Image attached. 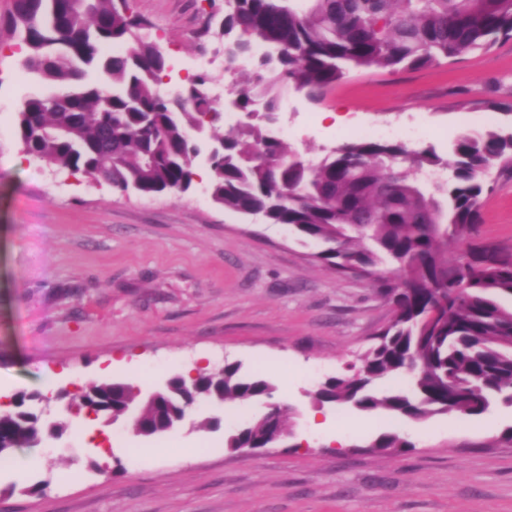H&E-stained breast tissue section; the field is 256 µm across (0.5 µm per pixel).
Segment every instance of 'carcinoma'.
<instances>
[{
    "mask_svg": "<svg viewBox=\"0 0 512 512\" xmlns=\"http://www.w3.org/2000/svg\"><path fill=\"white\" fill-rule=\"evenodd\" d=\"M207 2L204 33L236 47L226 69L253 63L232 106L252 116L262 99L264 122L224 132L207 73L163 89L167 56L142 33L130 0H90L82 12L70 0H13L9 24L24 48L21 66L51 88L28 96L17 112L25 154L153 195L192 184L195 139L208 134L216 143L208 158L216 203L322 241L319 259L381 284L392 306L393 320L360 358L368 382L336 376L315 392L319 402L408 419L475 416L498 400L512 404V307L500 302L512 297V252L471 241L481 199L494 188L491 170H512V130L466 131L448 160L365 138L314 161L269 127L291 90L319 102L355 69L438 65L511 40L512 0ZM89 69L97 80H85ZM450 244L463 246L451 261ZM403 372L408 387L373 389ZM273 391L268 379L227 364L221 375L172 377L160 403L137 402L139 393L122 382L94 383L83 399L115 419L130 417L136 435L148 438L184 418L187 397L260 403ZM25 400L0 420V459L42 435ZM268 426L264 415L244 422L226 447H257ZM374 447L398 451L410 443L386 433Z\"/></svg>",
    "mask_w": 512,
    "mask_h": 512,
    "instance_id": "1",
    "label": "carcinoma"
}]
</instances>
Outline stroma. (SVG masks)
<instances>
[{"label":"stroma","instance_id":"stroma-1","mask_svg":"<svg viewBox=\"0 0 512 512\" xmlns=\"http://www.w3.org/2000/svg\"><path fill=\"white\" fill-rule=\"evenodd\" d=\"M12 3L0 0V407L31 393L44 425L68 427L44 435L25 474L0 468V512H512V405L402 420L313 402L393 318L373 282L319 259L321 242L215 204L203 179L143 196L23 157L15 114L49 88L19 64ZM134 6L167 53V87L186 84L202 54L218 83L246 73L226 70L222 46L201 36L199 0ZM336 110L346 121L328 126L321 115ZM511 122L509 41L437 66L358 69L317 104L289 94L277 135L316 159L373 128L444 157L462 132ZM493 176L478 236L510 252L512 172ZM131 362L145 396L174 375L238 363L296 411L295 435L226 448L231 429L263 413L257 404L200 401L149 439L125 418L70 415L83 382L127 381ZM207 417L218 426L200 428ZM384 433L408 448L375 450Z\"/></svg>","mask_w":512,"mask_h":512}]
</instances>
